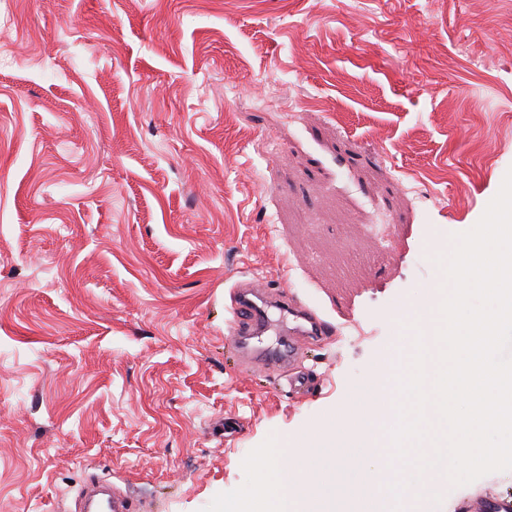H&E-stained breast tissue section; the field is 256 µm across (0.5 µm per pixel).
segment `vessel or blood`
Segmentation results:
<instances>
[{"instance_id":"1","label":"vessel or blood","mask_w":512,"mask_h":512,"mask_svg":"<svg viewBox=\"0 0 512 512\" xmlns=\"http://www.w3.org/2000/svg\"><path fill=\"white\" fill-rule=\"evenodd\" d=\"M286 314L283 325L288 338L285 352L260 348L259 341L271 328L270 310ZM233 319L229 331L236 357L243 365L253 363L284 367L295 365L300 348L324 341L330 329L320 316L293 295L268 289L264 280L238 283L231 292ZM464 512H512V500L485 491L467 498Z\"/></svg>"}]
</instances>
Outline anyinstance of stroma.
Listing matches in <instances>:
<instances>
[{
    "mask_svg": "<svg viewBox=\"0 0 512 512\" xmlns=\"http://www.w3.org/2000/svg\"><path fill=\"white\" fill-rule=\"evenodd\" d=\"M241 88L228 94L227 86ZM512 168V0H9L0 28V512H202L339 418ZM330 326L247 375L230 289ZM512 471L448 487L463 512Z\"/></svg>",
    "mask_w": 512,
    "mask_h": 512,
    "instance_id": "stroma-1",
    "label": "stroma"
}]
</instances>
